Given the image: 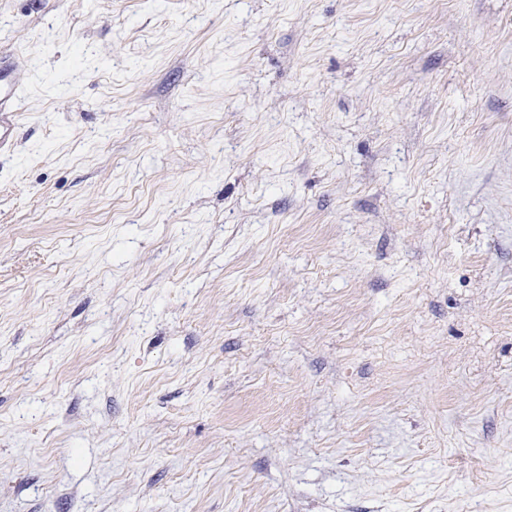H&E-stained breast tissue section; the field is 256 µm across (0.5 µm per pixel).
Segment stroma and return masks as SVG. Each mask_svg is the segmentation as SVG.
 Listing matches in <instances>:
<instances>
[{
    "label": "stroma",
    "mask_w": 512,
    "mask_h": 512,
    "mask_svg": "<svg viewBox=\"0 0 512 512\" xmlns=\"http://www.w3.org/2000/svg\"><path fill=\"white\" fill-rule=\"evenodd\" d=\"M0 512H512V0H0ZM24 61L12 53L0 54V153L8 151L14 138L17 117L22 111Z\"/></svg>",
    "instance_id": "stroma-1"
}]
</instances>
